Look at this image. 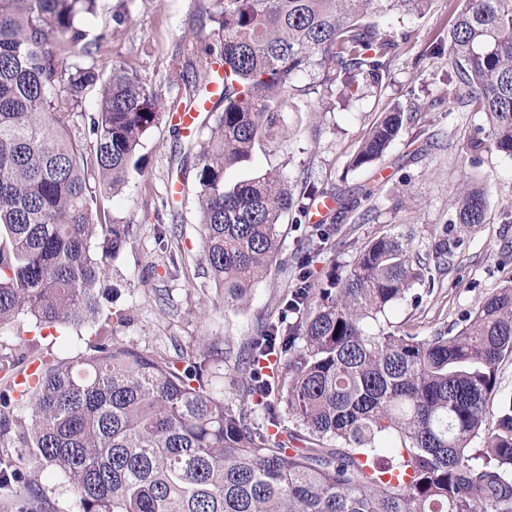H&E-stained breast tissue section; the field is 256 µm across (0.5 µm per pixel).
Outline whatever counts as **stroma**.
Returning a JSON list of instances; mask_svg holds the SVG:
<instances>
[{"label": "stroma", "mask_w": 512, "mask_h": 512, "mask_svg": "<svg viewBox=\"0 0 512 512\" xmlns=\"http://www.w3.org/2000/svg\"><path fill=\"white\" fill-rule=\"evenodd\" d=\"M126 6V24L114 26L112 14ZM461 0H432L424 16L407 15L381 23L398 50L381 86L359 83L342 95L298 97L297 108L278 116L286 137L257 146L254 163L231 173L241 179L252 167L280 171L293 193L306 183L324 189L330 207L319 217L289 211L280 226L282 246L268 274L253 287L244 310L225 308L202 259L201 226L192 179L181 196L170 200L180 152L188 137H175L170 112L189 103L195 75L204 68L205 50L215 45L214 26L207 15L211 0H99L96 17L87 19L92 33L110 30L111 37L95 54L102 73L113 65L137 69L148 80L166 117L148 133L142 152L146 165L121 193L108 199L112 215L130 227V239L112 262L101 288L106 305L127 311V322L113 325L115 341L130 346L172 350L197 349L212 339L238 350L257 335L262 321L276 309L300 276L297 256L316 229L330 230L328 240L313 254V281L328 271L344 273L365 242L389 229L410 232L420 257L432 259L435 243L451 217L449 205L469 185L489 189L487 220L475 227L455 249L445 272L436 274L434 288L421 300L407 299L388 313L391 325L419 336L432 335L457 322L461 313L512 280V158L493 145L470 149L482 123L480 115L446 100L448 31ZM406 115L404 127L385 157L368 169H349L351 156L370 127L391 105ZM375 187L364 197L362 186ZM181 240L182 252L169 253L160 241ZM91 328L36 333L23 320L0 326V336L14 348L75 353Z\"/></svg>", "instance_id": "35a3bbf8"}]
</instances>
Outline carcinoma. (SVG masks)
Here are the masks:
<instances>
[{
	"mask_svg": "<svg viewBox=\"0 0 512 512\" xmlns=\"http://www.w3.org/2000/svg\"><path fill=\"white\" fill-rule=\"evenodd\" d=\"M431 0H213L212 78L194 84L217 112L191 144L203 258L224 305H244L280 245L283 215L304 211L277 172L234 183L228 169L275 136L294 93L324 97L340 75L379 86L397 43L376 16L422 15ZM97 0H0V325L104 322L84 350L17 358L0 388V490L33 512L42 482L68 487L76 512H512V400L489 408L512 357V282L462 314L457 330L420 337L381 319L431 281L412 241L383 233L344 275L308 277L240 347L175 355L112 341L101 281L129 241L104 201L144 169L160 103L137 70L102 76L82 62L103 37L82 21ZM448 83L485 116L512 157V0H463L448 33ZM319 68L305 86L297 78ZM220 79L218 91L208 88ZM100 86L93 109L85 92ZM395 107L351 160L369 168L397 137ZM457 239L487 192L451 203ZM99 244L92 245V239ZM41 465L24 474L15 458Z\"/></svg>",
	"mask_w": 512,
	"mask_h": 512,
	"instance_id": "carcinoma-1",
	"label": "carcinoma"
}]
</instances>
